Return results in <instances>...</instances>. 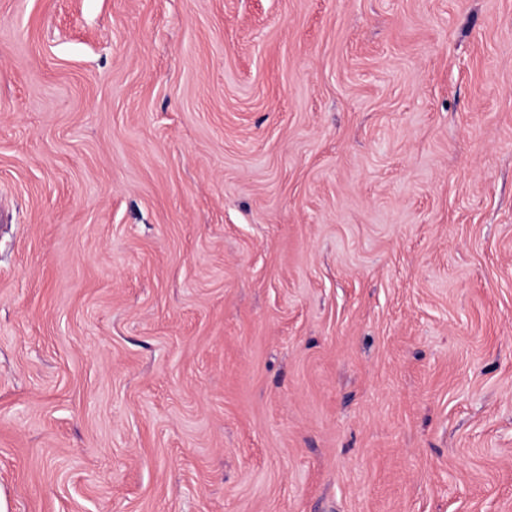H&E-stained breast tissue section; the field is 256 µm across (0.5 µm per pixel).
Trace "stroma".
<instances>
[{"mask_svg":"<svg viewBox=\"0 0 512 512\" xmlns=\"http://www.w3.org/2000/svg\"><path fill=\"white\" fill-rule=\"evenodd\" d=\"M7 512H512V0H0Z\"/></svg>","mask_w":512,"mask_h":512,"instance_id":"obj_1","label":"stroma"}]
</instances>
